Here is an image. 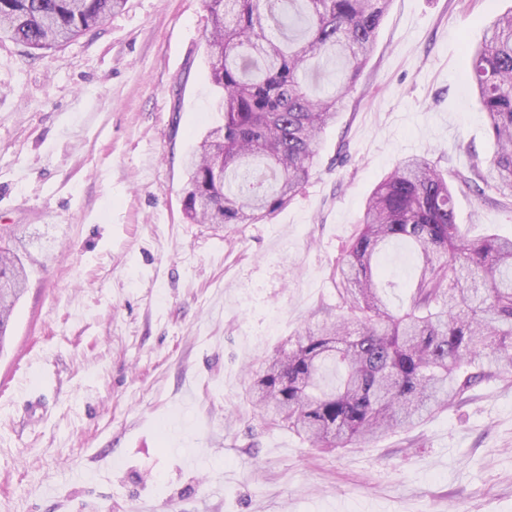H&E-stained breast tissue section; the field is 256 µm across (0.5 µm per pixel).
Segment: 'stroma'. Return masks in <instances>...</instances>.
<instances>
[{
  "instance_id": "35a3bbf8",
  "label": "stroma",
  "mask_w": 512,
  "mask_h": 512,
  "mask_svg": "<svg viewBox=\"0 0 512 512\" xmlns=\"http://www.w3.org/2000/svg\"><path fill=\"white\" fill-rule=\"evenodd\" d=\"M512 0H392L302 192L266 222L183 213L218 115L205 0H127L96 34L0 40V226L37 259L0 353V512H512V373L338 452L267 426L252 372L338 302L331 267L402 156L488 171L466 72ZM494 190L455 194L512 237ZM386 261L405 305L410 249Z\"/></svg>"
}]
</instances>
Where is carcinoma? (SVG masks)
<instances>
[{"label": "carcinoma", "mask_w": 512, "mask_h": 512, "mask_svg": "<svg viewBox=\"0 0 512 512\" xmlns=\"http://www.w3.org/2000/svg\"><path fill=\"white\" fill-rule=\"evenodd\" d=\"M391 0H206L210 81L223 124L186 162L185 217L256 224L309 181L322 134L336 123L372 51ZM125 0H0V37L39 51L99 29ZM342 61L341 79L313 95L307 79ZM470 84L495 145L500 204L512 203V10L472 56ZM448 173L425 156L399 161L366 198L336 267L340 302L317 328L277 350L250 387L253 411L311 446L342 450L404 429L448 407L478 381L512 368V237H472L458 223ZM402 242L418 274L403 311L377 262ZM23 239L0 243V353L23 297Z\"/></svg>", "instance_id": "1"}]
</instances>
